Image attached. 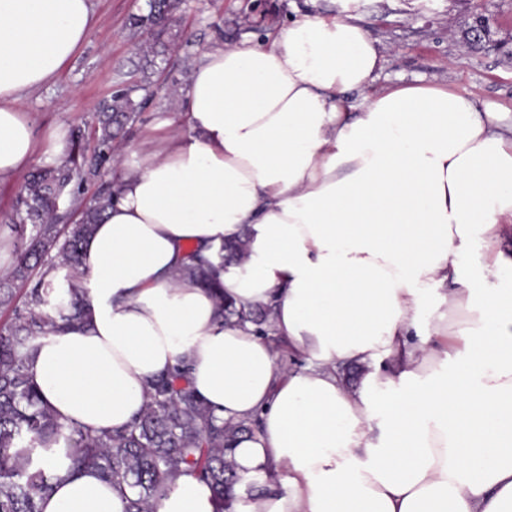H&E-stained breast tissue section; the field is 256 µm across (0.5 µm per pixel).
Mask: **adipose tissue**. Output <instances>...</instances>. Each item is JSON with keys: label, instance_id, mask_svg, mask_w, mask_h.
<instances>
[{"label": "adipose tissue", "instance_id": "ef3b65f1", "mask_svg": "<svg viewBox=\"0 0 512 512\" xmlns=\"http://www.w3.org/2000/svg\"><path fill=\"white\" fill-rule=\"evenodd\" d=\"M338 2L203 55L175 101L188 134L130 145L84 245L88 326L38 338L30 373L61 423L112 430L188 358L216 416L260 420L232 453L234 512H512V113L445 84L373 89L380 51ZM94 22L92 0H0V184L64 157L22 101ZM189 244L215 289L179 275ZM222 296L271 307L270 336L224 320ZM279 338L305 367L278 366ZM35 460L59 476L42 512H123L63 449ZM154 509L214 512L212 492L184 476Z\"/></svg>", "mask_w": 512, "mask_h": 512}]
</instances>
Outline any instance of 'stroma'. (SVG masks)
<instances>
[{
  "label": "stroma",
  "mask_w": 512,
  "mask_h": 512,
  "mask_svg": "<svg viewBox=\"0 0 512 512\" xmlns=\"http://www.w3.org/2000/svg\"><path fill=\"white\" fill-rule=\"evenodd\" d=\"M93 4L96 26L70 65L24 100L38 137L58 128L82 131L89 159L97 150L96 114L116 91L135 86L133 99L141 104L137 121L114 143L120 150L144 128L171 119L168 91L185 87L191 67L210 47L261 41L291 18L332 11L330 0H183L169 30L171 55L144 74L130 20L146 12V0ZM358 15L382 54L374 89L447 82L474 92L480 102L512 109V0H360ZM479 18L487 34L475 42L469 30ZM25 181L21 173L0 184V264L7 268L17 257L9 226Z\"/></svg>",
  "instance_id": "obj_1"
}]
</instances>
